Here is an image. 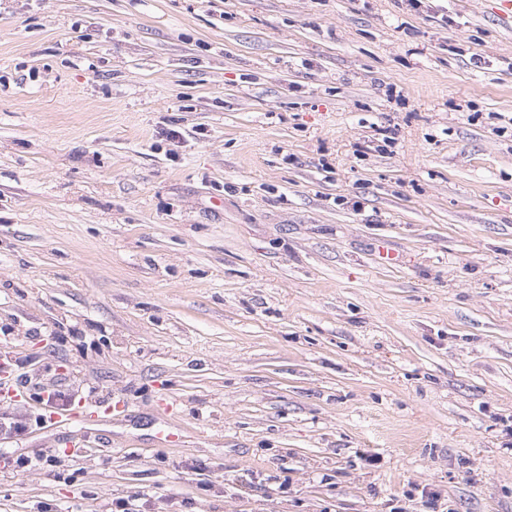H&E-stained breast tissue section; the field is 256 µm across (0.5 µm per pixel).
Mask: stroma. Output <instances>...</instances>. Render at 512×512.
<instances>
[{
	"label": "stroma",
	"instance_id": "1",
	"mask_svg": "<svg viewBox=\"0 0 512 512\" xmlns=\"http://www.w3.org/2000/svg\"><path fill=\"white\" fill-rule=\"evenodd\" d=\"M4 354L0 512H512V24L0 0Z\"/></svg>",
	"mask_w": 512,
	"mask_h": 512
}]
</instances>
